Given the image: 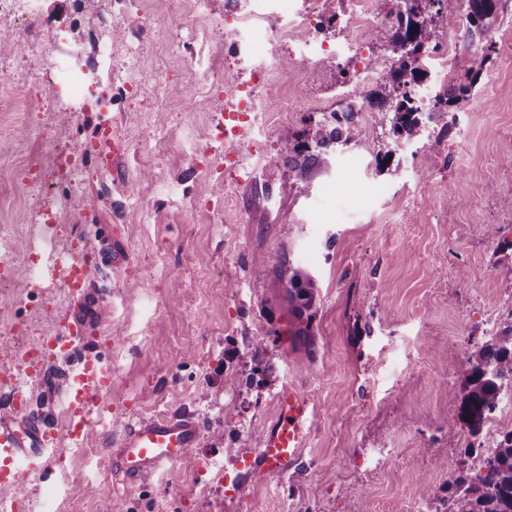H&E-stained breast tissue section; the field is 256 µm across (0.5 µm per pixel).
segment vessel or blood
Returning <instances> with one entry per match:
<instances>
[{"label": "vessel or blood", "instance_id": "1", "mask_svg": "<svg viewBox=\"0 0 512 512\" xmlns=\"http://www.w3.org/2000/svg\"><path fill=\"white\" fill-rule=\"evenodd\" d=\"M90 261V254L83 249L67 254L61 269L65 288L82 293ZM87 339L86 318L67 317L46 336L39 350L31 352L25 366L31 380L47 386L52 382L49 372L52 360L62 354L74 359L75 366L67 373L62 400L68 414L66 435L77 445L92 440L102 421V395L112 385L111 366L100 358L79 355L78 348ZM0 378L12 383L14 375L4 368L0 370ZM7 404V411L0 413L1 488L36 470L57 435L55 426L34 419L31 396L26 389L12 383ZM309 416V399L293 388L284 389L278 397V417L263 435L259 449L241 452L236 461L240 480L285 476L297 470L300 451L310 431ZM202 434L200 417L190 411L133 417L112 439L116 467L132 483L163 473L184 462Z\"/></svg>", "mask_w": 512, "mask_h": 512}]
</instances>
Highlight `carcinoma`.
I'll return each instance as SVG.
<instances>
[{"mask_svg":"<svg viewBox=\"0 0 512 512\" xmlns=\"http://www.w3.org/2000/svg\"><path fill=\"white\" fill-rule=\"evenodd\" d=\"M499 0H469L468 36L485 35L489 20L498 12ZM435 9L436 20L453 23L457 18L456 0H405L398 12L397 23L387 29L384 39L399 67L392 70L393 91L401 95L392 118L393 132L408 139L420 134L421 108L410 104L408 89L417 85L425 71L415 65V54L422 50L427 29L417 17L427 8ZM495 44L482 47V55L474 58L462 82L435 95L432 108L448 111V106L465 98L472 90V71L491 58ZM343 136L341 125L317 124L309 134L316 148L335 144ZM281 151L293 168L306 169L319 161L320 154L309 153L307 144L287 141ZM288 303L297 320L312 319L316 300L315 280L294 269L288 273ZM470 367L460 382L458 405L448 413V429L459 428L471 437L467 448L458 456L451 479L436 487L425 481L421 497L435 505V512H512V430L500 434L494 444L483 445L486 420L496 409L504 386L512 384V314L489 334L469 356ZM482 458L480 468L473 460Z\"/></svg>","mask_w":512,"mask_h":512,"instance_id":"carcinoma-1","label":"carcinoma"}]
</instances>
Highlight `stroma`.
Masks as SVG:
<instances>
[{
    "mask_svg": "<svg viewBox=\"0 0 512 512\" xmlns=\"http://www.w3.org/2000/svg\"><path fill=\"white\" fill-rule=\"evenodd\" d=\"M135 26L115 25L112 54L137 58L117 81L141 80L137 99L114 97L119 166L131 180L86 161L76 208L58 229L57 250L73 237L104 259L88 268L87 297L65 295L47 273L39 313L26 299L27 270L0 283V313L58 322L88 314L91 336L112 367L103 399L111 429L87 448L59 440L43 476L22 477L6 497L32 512H416L422 481L440 486L469 437L449 430L467 357L482 334L474 322L512 313V0H500L485 36L495 45L471 93L424 120L418 139L394 138L390 123L354 118L346 143L324 150L307 173L290 169L281 147L304 139L360 66L378 72L365 92L389 87L391 58L376 37L362 61L287 67L275 84L294 95L293 112L269 106L252 137L265 143L244 163L254 182L240 189L224 171L212 138L225 99L193 93L212 77V60L247 73L265 56L268 18L248 61L222 39L201 37V15L223 16L228 0H131ZM116 0H44L45 14L70 22L72 40L91 43ZM26 89L0 95V134L12 141L0 158V226L32 231L33 200L12 172L35 166L45 190L67 186L41 151L43 138L86 145L92 112L56 113L48 128L26 121ZM387 156L377 162L376 153ZM204 156L206 166L192 164ZM220 201L213 212L198 199ZM501 229L493 239L485 225ZM264 260L257 275L255 260ZM317 284L307 339L279 278L284 267ZM264 338L261 355L251 343ZM302 390L316 414L299 468L234 488L235 460L258 447L286 386ZM188 408L204 431L192 462L126 483L106 444L136 413Z\"/></svg>",
    "mask_w": 512,
    "mask_h": 512,
    "instance_id": "35a3bbf8",
    "label": "stroma"
}]
</instances>
